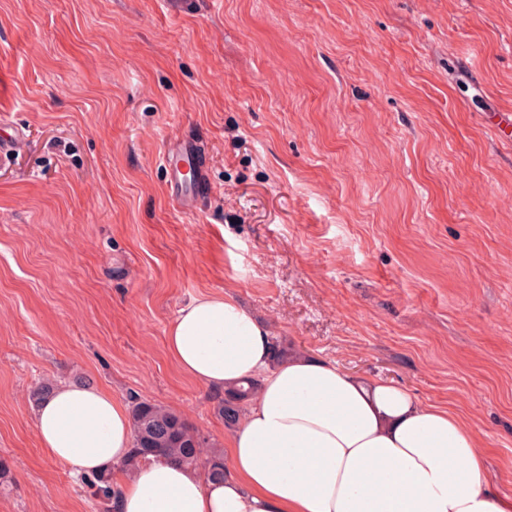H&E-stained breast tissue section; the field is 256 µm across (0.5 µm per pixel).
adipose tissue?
Returning <instances> with one entry per match:
<instances>
[{
	"mask_svg": "<svg viewBox=\"0 0 512 512\" xmlns=\"http://www.w3.org/2000/svg\"><path fill=\"white\" fill-rule=\"evenodd\" d=\"M271 339L226 295L193 299L166 331L168 356L199 385L258 382L228 437L223 478L165 456L125 474L130 411L96 385L56 386L34 409L37 438L72 475L111 472L115 512H512L488 490L486 459L458 414L333 360L272 365Z\"/></svg>",
	"mask_w": 512,
	"mask_h": 512,
	"instance_id": "obj_1",
	"label": "adipose tissue"
}]
</instances>
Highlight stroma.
Listing matches in <instances>:
<instances>
[{"label": "stroma", "mask_w": 512, "mask_h": 512, "mask_svg": "<svg viewBox=\"0 0 512 512\" xmlns=\"http://www.w3.org/2000/svg\"><path fill=\"white\" fill-rule=\"evenodd\" d=\"M512 0H0V512H94L44 381L228 432L164 347L203 295L453 408L512 499ZM190 132L214 188L172 203Z\"/></svg>", "instance_id": "1"}]
</instances>
